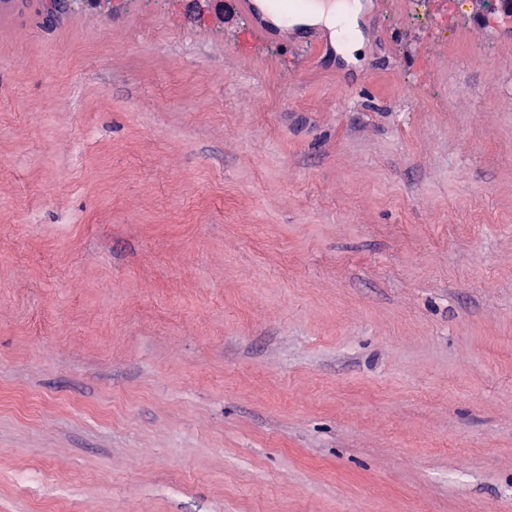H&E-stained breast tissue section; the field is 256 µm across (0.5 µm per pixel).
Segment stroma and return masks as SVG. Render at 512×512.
Segmentation results:
<instances>
[{"label": "stroma", "mask_w": 512, "mask_h": 512, "mask_svg": "<svg viewBox=\"0 0 512 512\" xmlns=\"http://www.w3.org/2000/svg\"><path fill=\"white\" fill-rule=\"evenodd\" d=\"M188 2L0 21V512H512V22ZM273 0H235L234 9L245 16L251 26L252 37L259 40H278L289 45L311 46L314 61L324 55L331 43L328 30L317 23L276 22L267 10L266 3Z\"/></svg>", "instance_id": "35a3bbf8"}]
</instances>
